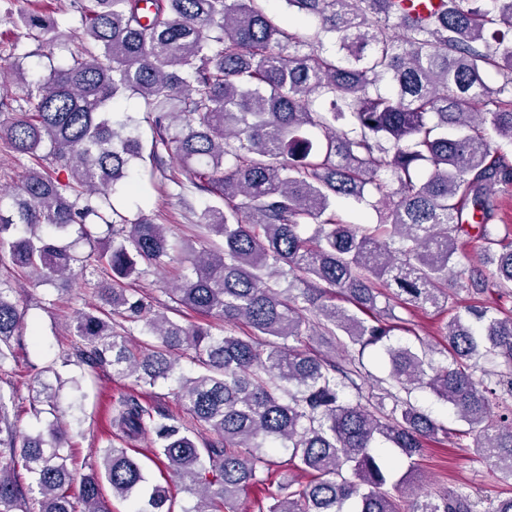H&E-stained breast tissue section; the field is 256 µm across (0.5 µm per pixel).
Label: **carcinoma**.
Here are the masks:
<instances>
[{"mask_svg":"<svg viewBox=\"0 0 512 512\" xmlns=\"http://www.w3.org/2000/svg\"><path fill=\"white\" fill-rule=\"evenodd\" d=\"M283 2L315 23L312 32L280 26L261 0H80L82 34L60 63L56 19L25 10L11 18L48 64L31 80L23 59L11 67L23 95L0 139L29 164L0 193V253L39 287L83 275L75 245L89 244L102 272L99 305L78 314L66 357L141 386L174 384L197 427L125 397L111 425L127 441L155 433L157 456L198 495L191 512H223L262 482L274 448L288 449L284 466L310 480L283 476L261 512H401L375 450L395 448L407 463L398 491L416 479L424 443L448 438L411 401L417 388L468 424L473 447L512 486V408L497 422L491 410L512 397V238L492 224L496 192L512 188V0ZM128 96L151 121L149 157L175 150L170 181L217 199L198 223L222 244L201 245L165 293L180 309L224 320L220 335L169 318L128 287L177 261L165 225L142 212L112 218L113 186L144 158L130 119L112 112ZM341 197L369 202L377 223L344 222ZM73 226L66 245L43 233ZM471 235L491 256L489 274L460 266ZM458 284L496 295L494 307L450 317L442 364L385 346L388 380L370 387L349 346L384 342L397 306L447 310ZM18 294L0 285V366L24 324ZM130 325L158 344L132 346ZM306 336L325 337L327 352L310 353ZM176 351L192 352L194 374L177 370ZM482 360L509 367L500 390L477 375ZM57 400L41 382L35 401L53 419L22 438L0 401V512H76L75 484L81 512H110L104 482L117 497H138L136 512H169L165 487L142 495L147 478L125 448L107 446L88 474L70 471ZM18 457L39 491L31 509L11 471ZM408 512H512V489L480 511L456 492L416 498Z\"/></svg>","mask_w":512,"mask_h":512,"instance_id":"1","label":"carcinoma"}]
</instances>
